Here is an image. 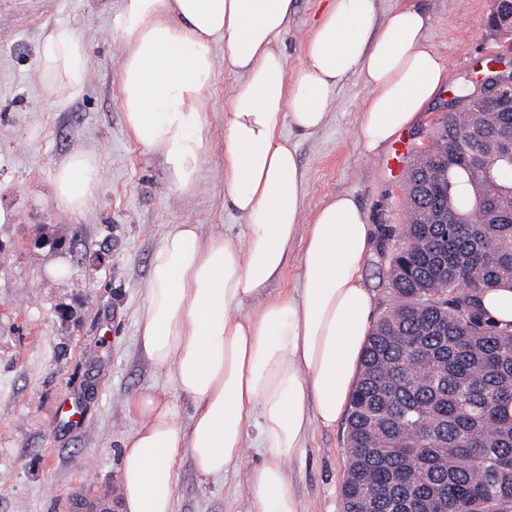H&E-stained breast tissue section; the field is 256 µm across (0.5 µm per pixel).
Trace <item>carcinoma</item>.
<instances>
[{
    "instance_id": "obj_1",
    "label": "carcinoma",
    "mask_w": 512,
    "mask_h": 512,
    "mask_svg": "<svg viewBox=\"0 0 512 512\" xmlns=\"http://www.w3.org/2000/svg\"><path fill=\"white\" fill-rule=\"evenodd\" d=\"M464 104L407 173L409 224L388 259L393 303L365 343L347 417L342 512H512V331L481 293L512 289V182L477 181L463 152L505 147ZM448 183V195L425 196Z\"/></svg>"
}]
</instances>
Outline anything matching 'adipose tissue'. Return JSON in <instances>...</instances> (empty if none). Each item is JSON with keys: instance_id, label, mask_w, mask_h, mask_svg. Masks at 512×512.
<instances>
[{"instance_id": "adipose-tissue-1", "label": "adipose tissue", "mask_w": 512, "mask_h": 512, "mask_svg": "<svg viewBox=\"0 0 512 512\" xmlns=\"http://www.w3.org/2000/svg\"><path fill=\"white\" fill-rule=\"evenodd\" d=\"M295 9L296 0H122L125 121L144 147L164 154L181 190L197 180L207 148L201 109L213 43L223 38L224 66L239 77L224 111V197L247 227L231 238L173 224L152 253L141 345L191 413L181 423L167 398H138L142 419L123 442V512H174L182 455L200 477L218 480L250 441L263 460L246 480L248 512H300L284 463L312 428L340 421L356 385L376 313L362 282L371 226L348 194L302 224L306 185L294 136L320 129L337 85L355 75L369 91L358 140L379 153L417 123L446 70L425 40L432 18L415 0L383 17L378 0H329L303 62L287 73L279 38ZM86 57L71 26L45 35L38 73L55 104L83 87ZM98 182L93 155L74 152L55 173L53 198L81 212ZM299 239V292L270 296Z\"/></svg>"}]
</instances>
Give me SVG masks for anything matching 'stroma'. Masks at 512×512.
<instances>
[{
	"mask_svg": "<svg viewBox=\"0 0 512 512\" xmlns=\"http://www.w3.org/2000/svg\"><path fill=\"white\" fill-rule=\"evenodd\" d=\"M432 16L426 41L446 80L417 125L376 155L357 139L367 90L341 82L324 127L302 138L308 176L304 219L346 193L364 208L373 247L364 285L385 311V228L408 222L406 168L429 143L446 102L475 88L482 65L503 45L486 25L493 0H420ZM325 0H298L280 42L286 69L303 61L304 43ZM121 0H0V512H72L76 502L119 503L122 442L139 417L134 399L176 393L141 351L138 321L150 258L172 224H198L241 236L244 222L224 201V109L237 82L214 43L215 79L203 107L208 149L195 188L170 182L163 155L128 128L119 83ZM74 27L87 44L88 77L66 107L54 105L37 73V50L54 25ZM93 153L100 186L79 214L52 197L56 169L74 151ZM63 264L68 274L50 275ZM346 421L314 429L286 467L302 512H341L347 469ZM246 448L224 480L200 478L177 464V512H247Z\"/></svg>",
	"mask_w": 512,
	"mask_h": 512,
	"instance_id": "35a3bbf8",
	"label": "stroma"
}]
</instances>
